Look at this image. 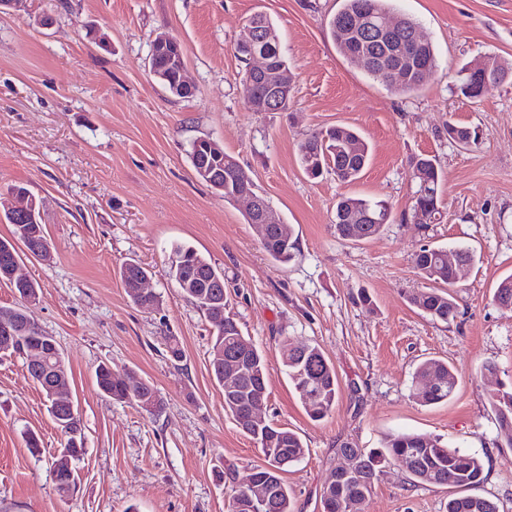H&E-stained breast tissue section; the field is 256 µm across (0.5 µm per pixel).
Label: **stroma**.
<instances>
[{
  "mask_svg": "<svg viewBox=\"0 0 512 512\" xmlns=\"http://www.w3.org/2000/svg\"><path fill=\"white\" fill-rule=\"evenodd\" d=\"M340 0H22L0 10V198L21 184L40 202L52 258L21 271L39 285L31 308L54 336L84 434L74 492L59 495L53 462L65 435L53 423L23 359L0 360V512H226L231 471L244 483L263 457L224 410L210 371L214 324L168 275L187 243L224 273L226 311L264 358V415L297 432L307 452L283 479L297 512H321L338 448L381 447L394 432L427 434L484 462L477 495L512 512V448L497 441L490 400L512 388V312L492 301L512 274V82L476 100L456 90L458 71L484 55L512 64V0H394L436 49L421 89L402 96L339 53L329 21ZM275 25L294 75L284 112H251L234 45L248 18ZM178 40L190 98L151 75L157 36ZM476 129V144L450 143L449 123ZM359 130L371 159L351 184L312 179L297 145L336 125ZM208 137L239 162L297 236L295 257L274 264L244 206L199 180L189 150ZM435 157L445 174L442 218L407 215L410 162ZM383 199L393 221L362 242L333 228L340 196ZM465 247L476 260L458 292L454 321L408 301L426 290L413 256L421 246ZM150 272L158 307L145 310L120 278L126 260ZM367 291L372 307L358 304ZM184 353L173 362L168 339ZM318 346L333 364L339 401L311 420L288 380L282 344ZM457 372L448 402L410 396L420 361ZM102 362L150 381L161 401L148 413L99 392ZM494 372H482L483 364ZM40 439L39 453L27 447ZM234 482V483H235ZM451 490L413 482L387 465L366 512H446Z\"/></svg>",
  "mask_w": 512,
  "mask_h": 512,
  "instance_id": "obj_1",
  "label": "stroma"
}]
</instances>
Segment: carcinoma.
I'll return each instance as SVG.
<instances>
[{
  "label": "carcinoma",
  "mask_w": 512,
  "mask_h": 512,
  "mask_svg": "<svg viewBox=\"0 0 512 512\" xmlns=\"http://www.w3.org/2000/svg\"><path fill=\"white\" fill-rule=\"evenodd\" d=\"M390 0H341V6L329 22L330 34L339 52L346 58L357 53L370 57L367 73L384 83L390 90L409 95L417 92L423 75L408 66L388 68L384 60L396 53L411 59L415 65L433 70L436 54L433 45L426 42L416 48H406L407 32L418 24L406 17L397 18V27L388 38H382L371 28L369 21L388 11ZM263 31L261 47L270 53L273 69L281 72L283 85L293 90V74L285 56L277 52L280 47L278 32L262 13L251 17ZM370 151L366 140L348 126L331 127L325 131L312 132L298 143V158L304 172L318 178L330 170L342 182H352L359 178L369 162ZM193 169L207 166L224 172V200L239 188L236 170L237 161L229 154L218 158L205 149L204 143L193 141L190 150ZM413 179L417 189L411 207V217L422 224H433L441 215L440 202L444 176L436 161L429 157H416L411 160ZM11 226L10 240H0V245L10 246L20 241L29 250L41 244L46 238L43 225L32 224L22 217H6ZM391 207L385 200L360 197H343L336 202L334 229L336 235L350 241L368 240L379 235L385 225L391 223ZM262 246L271 260L279 265L290 262L295 257L296 238L290 224H270ZM173 258L169 276L196 306L209 318L215 315L213 304L214 286L224 292V273L219 271L204 255L191 246L176 245L172 248ZM414 267L421 277L432 283V287L409 296L414 307L433 319L448 322L456 317L458 304L454 288L461 278L455 269L448 266V249L445 247L423 246L414 255ZM147 274V269L135 260L126 262L121 269V280L127 295L144 309H151L159 302V297L150 293L139 294L130 284L139 276ZM493 301L505 305L512 312V274L502 278L495 288ZM244 339L238 322L228 316L224 320V332L216 334L212 344L210 371L219 385H224V365L215 354L219 351H232ZM284 366L288 380L294 386L308 416L322 420L336 407L339 383L334 367L326 360L320 349L311 344L294 346L290 343L283 348ZM431 376L435 384L429 390L419 386L412 389V399L422 406L435 405L451 398L457 386V374L447 362L427 359L416 370V378ZM98 389L107 397L135 404L133 391L143 389V395L158 410L160 401L154 386L132 370H114L107 364L95 370ZM48 411L61 431L67 435L64 448L55 459L56 472L65 471L80 459L81 451L73 442L69 430L80 424V419L61 417L54 408L47 389H42ZM267 400V373L264 358L256 347H251L249 357L237 377L234 390H224V411L231 414L238 427L256 444L264 457V464L253 469L252 480L258 487L270 492L269 508L264 512H295L288 486L282 473L281 462L291 465L301 461L306 448L300 436L286 427H280L269 420L256 422L250 411L261 409ZM491 405L498 419L500 445L512 448V390L500 391L492 396ZM384 450H366L346 443L338 449V454H349L356 459L355 471L346 479L331 481L321 493L322 512H365L375 481L387 463L403 462L412 479L420 484L446 485L456 489L448 499L447 512H497V507L484 497L475 500L470 491L483 482L484 464L476 454L460 448H450L440 439L426 434L396 432L388 435L383 444Z\"/></svg>",
  "instance_id": "carcinoma-1"
}]
</instances>
